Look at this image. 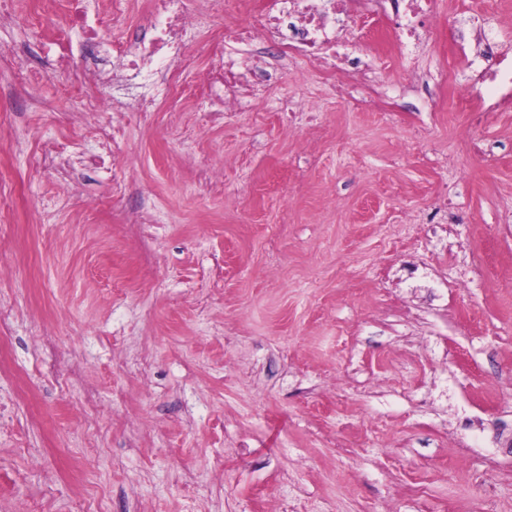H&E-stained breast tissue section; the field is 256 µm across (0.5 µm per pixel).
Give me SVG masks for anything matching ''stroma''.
I'll use <instances>...</instances> for the list:
<instances>
[{
    "instance_id": "obj_1",
    "label": "stroma",
    "mask_w": 512,
    "mask_h": 512,
    "mask_svg": "<svg viewBox=\"0 0 512 512\" xmlns=\"http://www.w3.org/2000/svg\"><path fill=\"white\" fill-rule=\"evenodd\" d=\"M449 2L381 60L434 111L296 63L219 115L101 114L113 157L65 70L12 81L49 54L15 0L0 512H512V104L474 129L457 94L486 23L512 53V0Z\"/></svg>"
}]
</instances>
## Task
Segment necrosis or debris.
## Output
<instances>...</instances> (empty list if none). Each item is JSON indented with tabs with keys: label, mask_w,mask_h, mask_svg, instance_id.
<instances>
[{
	"label": "necrosis or debris",
	"mask_w": 512,
	"mask_h": 512,
	"mask_svg": "<svg viewBox=\"0 0 512 512\" xmlns=\"http://www.w3.org/2000/svg\"><path fill=\"white\" fill-rule=\"evenodd\" d=\"M56 3L60 21L45 29V39L57 43L70 31L83 35L78 53L61 56L71 86H86L87 76L96 72H119L145 87V94L127 105L128 111L143 114L156 110L160 90L172 99L193 93L207 102L210 112L223 113L242 96L261 98L292 60L320 65L335 76L338 90L346 91L353 79L373 73L369 59L346 48L345 37L356 21L390 20L394 42L404 49L438 15L435 0H266L261 8L255 0H144L138 29L110 43L105 31L123 22L124 9L93 21L80 0ZM214 8L230 21L223 36L208 45L213 67L200 83L190 85L182 76L193 56L181 34L200 25ZM260 44L276 47V54L257 55ZM496 45L495 29L484 30L467 61L471 78L461 94L474 99L482 112L496 111L500 100L512 101V62L497 55Z\"/></svg>",
	"instance_id": "1"
}]
</instances>
